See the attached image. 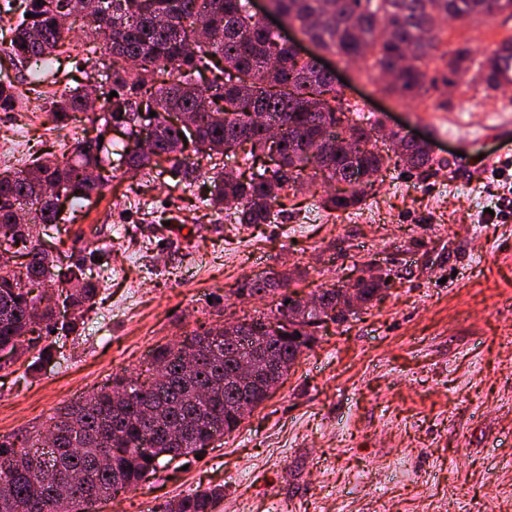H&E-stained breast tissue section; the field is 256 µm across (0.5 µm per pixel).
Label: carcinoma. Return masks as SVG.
I'll list each match as a JSON object with an SVG mask.
<instances>
[{
    "label": "carcinoma",
    "mask_w": 512,
    "mask_h": 512,
    "mask_svg": "<svg viewBox=\"0 0 512 512\" xmlns=\"http://www.w3.org/2000/svg\"><path fill=\"white\" fill-rule=\"evenodd\" d=\"M0 0V19L17 16L0 57V71L14 69L20 79H0V112H13L39 95L57 51L76 54L75 70L85 83L63 91L43 108L47 121L63 130L76 113H89L104 134L121 125L128 143L119 165L149 176L170 163L176 183L193 186L209 165L207 206L226 212L232 224H273L287 191L298 188L307 169L321 173L323 207L346 212L362 204L394 157L410 169L426 171L434 158L423 144L404 141L344 99L342 87L319 68V56L297 58L288 43L252 14L250 0ZM271 11L297 29L321 52L356 60L386 80L384 91L415 100L433 84L426 60L441 42L440 18L481 23L500 15L512 18V0H269ZM31 17H25V14ZM88 20L83 37L71 24ZM222 68L206 86L203 73ZM450 76L475 71L485 91L512 84V36L483 59L461 47L447 59ZM99 82L98 109L89 111L90 83ZM117 96L109 98L111 92ZM156 116H150V113ZM185 114L192 129L170 125L167 117ZM156 129V150H137L142 123ZM104 145L78 138L70 153L38 156L25 168L0 172V253L14 261L0 264V360L31 350L35 361H51L59 344L43 343L54 329L71 336L83 324L82 311L96 304L100 279L86 273L80 258L65 266L38 244V225L64 224L66 204L101 192ZM386 280L359 279L358 303L377 297ZM57 290L69 319L57 323L55 308L40 306V292ZM278 286L274 276L245 280L240 298H261ZM318 309L280 303L274 320L265 316L226 323L183 337L196 359L183 371L171 345L154 351L148 383L115 377L99 390L71 401L50 417V436L38 435L16 446L0 439V512H88L98 501L130 491L151 479L159 458L198 454L240 426L241 402L255 409L272 390L255 386L242 392L234 379L239 361L271 352L286 379L298 355L310 348L316 329L338 323L354 306L336 288L318 293ZM291 324L282 336L271 322ZM224 498L221 487L196 490L165 507V512H214Z\"/></svg>",
    "instance_id": "carcinoma-1"
}]
</instances>
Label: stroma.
I'll return each instance as SVG.
<instances>
[{"instance_id": "1", "label": "stroma", "mask_w": 512, "mask_h": 512, "mask_svg": "<svg viewBox=\"0 0 512 512\" xmlns=\"http://www.w3.org/2000/svg\"><path fill=\"white\" fill-rule=\"evenodd\" d=\"M512 19L457 21L445 49L490 52ZM346 97L387 127L433 147L426 173L392 165L360 208L330 212L305 182L273 224H230L198 187L168 175H118L70 210L66 233L40 231L61 259L109 264L85 331L54 362L23 356L0 370V438L44 431L58 407L113 376L147 379L143 361L186 333L276 309L283 297L352 283L372 265L388 289L327 322L285 383L202 458H161L153 479L101 512H163L187 493L223 486L217 512H512V166L499 179L481 158L512 155V96L464 77L408 102L329 56ZM30 100L0 112V171L59 152L89 122L52 129ZM288 273L263 299L235 290ZM406 463L394 470L393 459ZM460 498V499H461Z\"/></svg>"}]
</instances>
